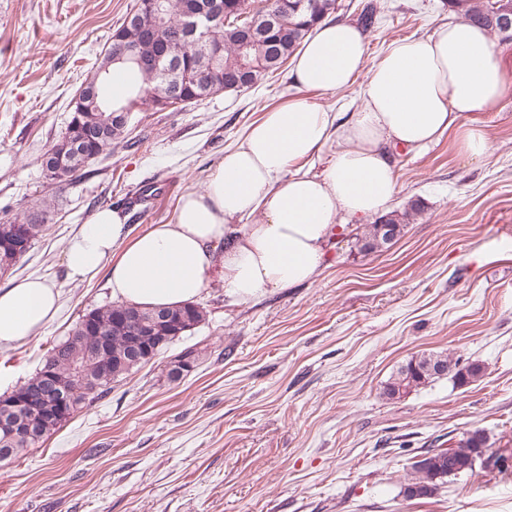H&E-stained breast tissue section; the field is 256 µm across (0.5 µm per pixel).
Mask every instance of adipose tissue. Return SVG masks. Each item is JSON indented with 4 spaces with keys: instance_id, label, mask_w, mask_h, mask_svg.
Instances as JSON below:
<instances>
[{
    "instance_id": "ef3b65f1",
    "label": "adipose tissue",
    "mask_w": 512,
    "mask_h": 512,
    "mask_svg": "<svg viewBox=\"0 0 512 512\" xmlns=\"http://www.w3.org/2000/svg\"><path fill=\"white\" fill-rule=\"evenodd\" d=\"M366 59L363 29L319 23L294 57L296 95L265 112L225 153L204 191L181 197L174 223L131 238L124 215L98 210L67 245L68 276L107 270L113 297L163 308L193 301L217 267L227 296L251 300L313 281L340 220L362 223L388 211L398 191L392 149L421 148L452 133L463 154H487L486 135L465 117L494 111L512 79L484 28L452 21L393 42L374 65ZM362 72L363 106L349 118L311 99V92L356 84ZM335 138L345 147L321 173L300 172V163ZM242 218L245 230L232 235ZM59 301V289L42 278L0 289V346L34 338Z\"/></svg>"
}]
</instances>
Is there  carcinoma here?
I'll return each mask as SVG.
<instances>
[{"label": "carcinoma", "instance_id": "cac0c4a2", "mask_svg": "<svg viewBox=\"0 0 512 512\" xmlns=\"http://www.w3.org/2000/svg\"><path fill=\"white\" fill-rule=\"evenodd\" d=\"M186 0H164L167 26L159 29L158 38L171 40L177 32ZM227 23L216 22L212 27L211 38L224 43V61L216 71L205 90H200L198 72L201 68L200 57L196 49L185 40L179 39L175 46L181 59V70L186 82L182 85L181 103L193 102L196 95L204 93L211 96L223 91L238 92L257 84L266 74L283 66L300 48L304 40L311 34L313 27L336 10V0H305L301 8H296L298 0H292L288 8H283L279 0H265L262 7L249 9L247 0H222ZM493 2L486 4L476 0H468L466 11L457 14V18L477 24L489 31L501 35L505 39L512 38V29L505 31L492 14ZM278 13L275 25L262 36L263 42L245 52L240 49L239 31L255 17L268 12ZM140 91L132 103L141 102L156 106L159 95L166 88L165 82L157 75L148 71H139ZM112 72L102 74L99 116L101 134L87 139L83 134L84 119L72 117L60 144L77 143L83 167L92 165L99 155L112 150V145L125 139L124 129L112 124L110 81ZM26 225L29 245H34L47 231L44 220L30 214L22 219L16 218L7 224H0V238H7L13 225ZM361 250L377 251L385 243L384 233L380 225L370 224L361 237ZM126 304H108L94 308L82 315L74 324L67 339L54 345L46 354L43 364H47L56 376V380L72 384L76 388L69 406L68 414L57 422L45 427H34L32 436L27 440L16 441L0 435V449L9 452L0 453V463H12L19 460L30 448L36 447L45 437L49 436L61 424L67 421L84 405L105 396L112 389V383L129 375L133 370L147 364L133 358L108 372L101 370L92 352L98 347L99 337H112V351L122 355L126 350L128 337L134 336L137 330L133 326L121 327L119 316ZM169 312L182 323L184 332H190L205 321L206 313L197 303L189 302L172 307ZM445 364L454 368L451 378L460 385H467L482 376V367L478 364L460 366L458 360L443 352H423L400 366L391 381L385 386L383 395L389 399L400 397L414 387L427 383L437 377L429 372L431 364ZM488 437L481 429L470 430L450 445V448H429L424 451L426 459L412 464L413 476L404 484L402 494L409 498L432 496L440 484L450 476L473 470L480 454L488 451Z\"/></svg>", "mask_w": 512, "mask_h": 512}]
</instances>
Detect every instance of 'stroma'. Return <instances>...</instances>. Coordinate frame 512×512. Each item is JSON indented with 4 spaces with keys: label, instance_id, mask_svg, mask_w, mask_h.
<instances>
[{
    "label": "stroma",
    "instance_id": "stroma-1",
    "mask_svg": "<svg viewBox=\"0 0 512 512\" xmlns=\"http://www.w3.org/2000/svg\"><path fill=\"white\" fill-rule=\"evenodd\" d=\"M368 29V63L389 44L429 35L447 0H337L332 20ZM137 0H0V223L42 213L45 234L0 287L42 277L61 292L37 337L0 347V394L40 367L91 309L112 303L105 273L67 278L70 238L99 209L136 236L174 223L187 192L263 114L295 94L291 65L251 89L163 110L135 106L118 144L62 182L42 168L70 102ZM491 145L455 136L396 150L393 210L421 205L390 247L361 251L365 227L338 231L312 282L253 300L224 293L213 271L198 296L206 320L11 464L0 463V512H512V91L472 112ZM194 348L192 372L169 370ZM480 363L466 386L442 377L389 400L383 388L421 352ZM487 433L495 463L406 499L415 457L468 430Z\"/></svg>",
    "mask_w": 512,
    "mask_h": 512
}]
</instances>
